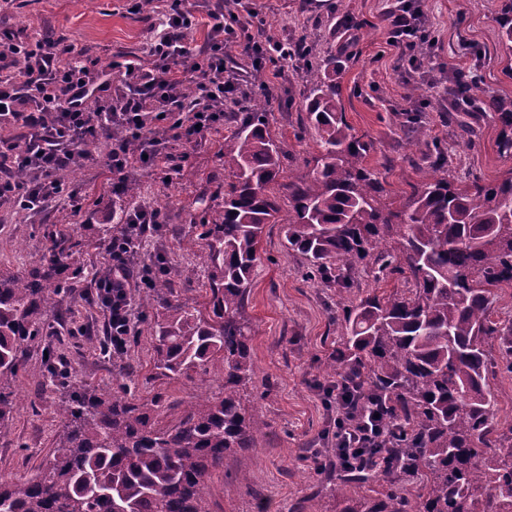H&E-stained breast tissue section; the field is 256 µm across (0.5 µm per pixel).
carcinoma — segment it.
<instances>
[{
  "mask_svg": "<svg viewBox=\"0 0 512 512\" xmlns=\"http://www.w3.org/2000/svg\"><path fill=\"white\" fill-rule=\"evenodd\" d=\"M501 37L512 46V0H502ZM303 110L318 134L311 171L281 185L286 152L266 119V102L224 116L230 130L218 157L228 175L202 210L198 239L210 272L206 317L176 295L186 270L158 258L147 271L161 304L152 327L155 366L168 377L224 364V393L206 397L161 426L152 406L126 396L67 385L62 431L44 475L23 487L0 482V512H206L208 472L224 457L254 447L263 422L241 400L254 373L255 329L242 311L268 224L284 225L288 249L304 256V276L336 286L344 328L327 376L352 387L359 408L341 414L336 434L371 418L376 438L355 463L328 470L340 512H512V424L500 426L490 379L499 357L512 372V322L494 318L497 290L512 288V172L496 182L448 175V151L432 141L438 176L413 187L394 207L367 166L372 142L346 123L336 73L308 45ZM460 105L478 99L472 84H452ZM486 107L501 124L498 149L512 154V108ZM286 191L283 210L279 190ZM128 232L118 220L98 235L107 246ZM39 265L0 273V423L16 406L11 389L25 344L35 339L55 296L81 275L56 236ZM374 257L381 278L405 287L353 298L351 275ZM422 480L412 505L394 490L399 477ZM382 480L388 489L353 496Z\"/></svg>",
  "mask_w": 512,
  "mask_h": 512,
  "instance_id": "1",
  "label": "carcinoma"
}]
</instances>
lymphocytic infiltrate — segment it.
<instances>
[{"label": "lymphocytic infiltrate", "mask_w": 512, "mask_h": 512, "mask_svg": "<svg viewBox=\"0 0 512 512\" xmlns=\"http://www.w3.org/2000/svg\"><path fill=\"white\" fill-rule=\"evenodd\" d=\"M388 18L392 45L410 66L422 68L420 10L399 0ZM199 24L207 30V43L195 53L186 33ZM251 27L235 8L219 5L201 15L191 0H168L144 58L124 63L117 83L111 69L65 38L23 39L1 31L0 127L15 134L0 138V204L32 217L74 205L76 195L63 175L94 163L92 146L112 126L126 134L107 153L113 180L121 183L127 176L132 140L140 146L142 170L179 173L188 154L177 151V144H196L219 131L225 112L250 94L247 71L226 64L232 48H243L257 65L284 50L280 42L269 48L256 41ZM21 169L27 173L22 180L15 176ZM142 242L139 236L113 240L107 249L111 274L97 288L116 351L136 326L127 290Z\"/></svg>", "instance_id": "lymphocytic-infiltrate-1"}]
</instances>
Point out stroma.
<instances>
[{"label": "stroma", "instance_id": "1", "mask_svg": "<svg viewBox=\"0 0 512 512\" xmlns=\"http://www.w3.org/2000/svg\"><path fill=\"white\" fill-rule=\"evenodd\" d=\"M257 14L256 39L315 44L336 67L341 103L347 123L367 135L374 148L367 158L377 173L387 199L408 195L430 179L432 169L404 132L407 114L419 113L429 137L448 146V168L453 175L500 179L512 171V156L500 154V123L493 112L478 114V134L461 138L448 121V76L455 69L473 73L483 90L512 104V48L500 39L497 17L501 0H423L425 29L435 40L424 72L396 62L389 43L388 0H244ZM356 34L347 52L337 44L341 26ZM0 30L36 36L62 34L87 54L109 66L128 56L143 54L150 41L143 16L131 12L126 0H0ZM283 76L267 112L272 133L290 154V174L304 175L317 154V136L301 110L306 92L304 63L280 62ZM428 81L426 100L408 98L407 87ZM217 137L211 136L189 150L183 171L172 180L140 168L130 174L144 189L128 200L112 192V172L98 162L79 170L70 183L78 192L79 212L49 211L32 219L10 205L0 204V269L19 273L41 259L47 230L66 235L85 279L80 288L61 294L56 315L46 318L47 334L29 342L23 367L13 384L19 399L8 422L0 426V475L22 484L40 475L61 433L59 407L65 396L59 380L47 372L50 361L64 359L69 378L109 393L129 385L141 402L159 396L160 423H168L174 410L209 394L222 392L223 364L215 362L208 373L193 379L172 380L154 365L151 326L158 310L155 302L137 309V336L128 346L129 370H121L100 352L90 351L81 326L102 327L106 314L87 302L94 292V274L107 264L104 247L93 246L103 224V213L129 211L140 205L163 210L169 232L145 238L135 257L138 266L151 265L157 255L193 272V298L207 274L201 243L194 227L201 201L209 197L224 169L217 156ZM261 261L253 275L243 315L257 333L251 341L254 374L243 387L245 404H258L264 421L254 449L225 457L224 466L206 478L207 512H340L336 498L325 494L323 471L306 461V451L334 453L338 413L328 403L331 382L323 368L342 343V326L336 319L335 287L304 280L306 260L289 250L282 225H267L260 244Z\"/></svg>", "mask_w": 512, "mask_h": 512}]
</instances>
